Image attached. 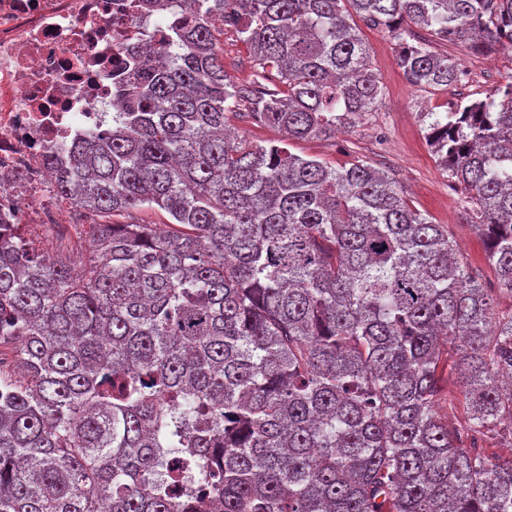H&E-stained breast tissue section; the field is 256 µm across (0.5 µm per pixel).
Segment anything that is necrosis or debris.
Wrapping results in <instances>:
<instances>
[{
  "label": "necrosis or debris",
  "mask_w": 512,
  "mask_h": 512,
  "mask_svg": "<svg viewBox=\"0 0 512 512\" xmlns=\"http://www.w3.org/2000/svg\"><path fill=\"white\" fill-rule=\"evenodd\" d=\"M184 11L145 0H0V223H63L55 148L124 109L112 76L134 46L165 45Z\"/></svg>",
  "instance_id": "4bbe7bcc"
}]
</instances>
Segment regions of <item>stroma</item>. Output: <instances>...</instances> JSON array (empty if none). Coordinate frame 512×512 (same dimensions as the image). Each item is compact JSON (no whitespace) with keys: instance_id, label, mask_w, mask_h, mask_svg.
Segmentation results:
<instances>
[{"instance_id":"stroma-1","label":"stroma","mask_w":512,"mask_h":512,"mask_svg":"<svg viewBox=\"0 0 512 512\" xmlns=\"http://www.w3.org/2000/svg\"><path fill=\"white\" fill-rule=\"evenodd\" d=\"M363 37L370 46L372 68L384 88L375 111L351 131H337L327 140L290 141L287 149L303 157H318L335 167L366 160L392 169L412 205L433 223L449 225L464 258L479 270L486 287H495L496 274L486 260L483 241L465 221L472 203L437 167L421 115L451 111L459 103L494 93L512 77V52L486 56L458 44L434 42L436 51L458 59L463 75L446 87L419 89L408 83L397 66L398 45L387 32L367 28Z\"/></svg>"}]
</instances>
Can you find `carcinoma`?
Here are the masks:
<instances>
[{"mask_svg": "<svg viewBox=\"0 0 512 512\" xmlns=\"http://www.w3.org/2000/svg\"><path fill=\"white\" fill-rule=\"evenodd\" d=\"M178 1L192 14L163 60L133 47L116 76L112 130L56 149L90 222L46 228L53 258L0 223V512H512V457L480 446L512 438V311L493 296L512 297V79L421 113L496 290L390 172L225 130L353 127L383 96L362 24L412 85L453 84L416 30L512 49V0ZM218 33L247 46L250 83ZM142 208L170 222L113 221ZM229 123L237 129L240 135L248 137L251 141L261 145H268L267 141L280 139L279 135L269 129L259 128L238 119H232Z\"/></svg>", "mask_w": 512, "mask_h": 512, "instance_id": "obj_1", "label": "carcinoma"}]
</instances>
